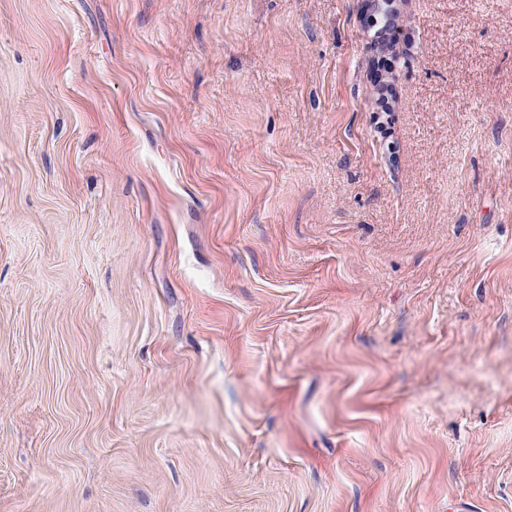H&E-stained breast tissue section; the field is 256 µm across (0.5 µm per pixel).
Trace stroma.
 I'll return each instance as SVG.
<instances>
[{
    "label": "stroma",
    "instance_id": "obj_1",
    "mask_svg": "<svg viewBox=\"0 0 512 512\" xmlns=\"http://www.w3.org/2000/svg\"><path fill=\"white\" fill-rule=\"evenodd\" d=\"M0 0V512H512V0Z\"/></svg>",
    "mask_w": 512,
    "mask_h": 512
}]
</instances>
